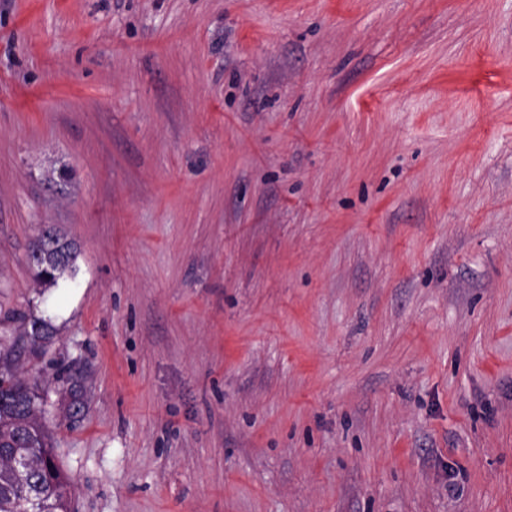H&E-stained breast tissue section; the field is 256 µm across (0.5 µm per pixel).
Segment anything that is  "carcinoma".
I'll use <instances>...</instances> for the list:
<instances>
[{
  "mask_svg": "<svg viewBox=\"0 0 512 512\" xmlns=\"http://www.w3.org/2000/svg\"><path fill=\"white\" fill-rule=\"evenodd\" d=\"M76 247L55 229L29 250L36 287H51L74 273ZM46 320H21L17 338L0 336V512H74L69 479L55 462L49 428L42 422L43 397L18 372L20 342L49 341Z\"/></svg>",
  "mask_w": 512,
  "mask_h": 512,
  "instance_id": "1",
  "label": "carcinoma"
}]
</instances>
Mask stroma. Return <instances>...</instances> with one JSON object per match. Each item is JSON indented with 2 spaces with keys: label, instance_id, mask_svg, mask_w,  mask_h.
<instances>
[{
  "label": "stroma",
  "instance_id": "obj_1",
  "mask_svg": "<svg viewBox=\"0 0 512 512\" xmlns=\"http://www.w3.org/2000/svg\"><path fill=\"white\" fill-rule=\"evenodd\" d=\"M10 312L76 512H512V0H0ZM49 238H38L29 250V262L34 269L36 287H51L59 279L74 273L76 247L53 228Z\"/></svg>",
  "mask_w": 512,
  "mask_h": 512
}]
</instances>
